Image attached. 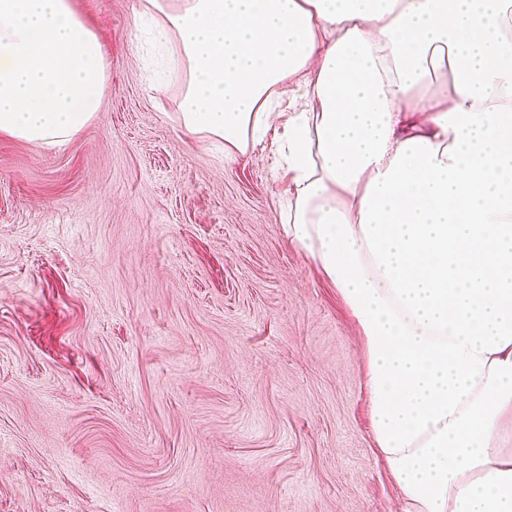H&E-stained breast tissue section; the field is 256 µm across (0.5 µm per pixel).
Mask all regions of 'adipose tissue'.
<instances>
[{"mask_svg":"<svg viewBox=\"0 0 512 512\" xmlns=\"http://www.w3.org/2000/svg\"><path fill=\"white\" fill-rule=\"evenodd\" d=\"M139 21L177 46L185 129L229 154L280 128L277 208L360 330L402 512H512V0H143ZM107 80L72 0H0V134L67 142Z\"/></svg>","mask_w":512,"mask_h":512,"instance_id":"obj_1","label":"adipose tissue"}]
</instances>
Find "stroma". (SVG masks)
Returning a JSON list of instances; mask_svg holds the SVG:
<instances>
[{
	"instance_id": "1",
	"label": "stroma",
	"mask_w": 512,
	"mask_h": 512,
	"mask_svg": "<svg viewBox=\"0 0 512 512\" xmlns=\"http://www.w3.org/2000/svg\"><path fill=\"white\" fill-rule=\"evenodd\" d=\"M74 4L99 112L59 147L0 135V512H400L270 139L188 133L141 0Z\"/></svg>"
}]
</instances>
